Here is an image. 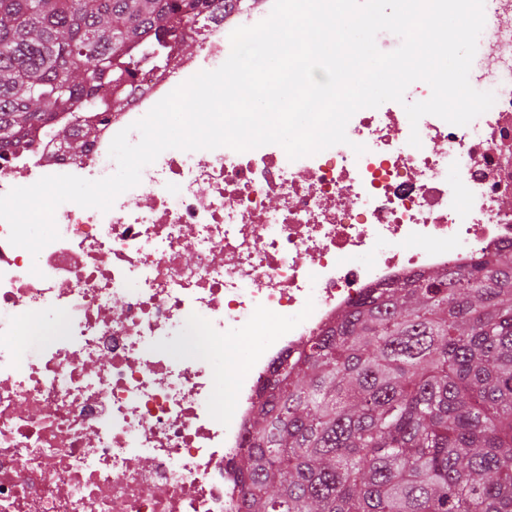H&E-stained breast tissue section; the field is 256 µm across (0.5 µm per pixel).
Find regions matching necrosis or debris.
Listing matches in <instances>:
<instances>
[{"label":"necrosis or debris","mask_w":512,"mask_h":512,"mask_svg":"<svg viewBox=\"0 0 512 512\" xmlns=\"http://www.w3.org/2000/svg\"><path fill=\"white\" fill-rule=\"evenodd\" d=\"M272 7L225 0L197 53L170 47L120 107L61 113L0 153V195L115 173L114 136L139 141L132 123ZM477 53L469 79L495 103L468 125L363 108L347 143L296 160L276 144L168 149L109 211L61 204L35 257L0 221V512H243L237 458L282 357L369 289L512 246V26ZM190 329L207 351H185Z\"/></svg>","instance_id":"necrosis-or-debris-1"}]
</instances>
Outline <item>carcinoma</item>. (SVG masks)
Returning a JSON list of instances; mask_svg holds the SVG:
<instances>
[{"instance_id": "1", "label": "carcinoma", "mask_w": 512, "mask_h": 512, "mask_svg": "<svg viewBox=\"0 0 512 512\" xmlns=\"http://www.w3.org/2000/svg\"><path fill=\"white\" fill-rule=\"evenodd\" d=\"M224 0H0V150L166 63ZM243 512H512V249L374 288L282 359Z\"/></svg>"}]
</instances>
